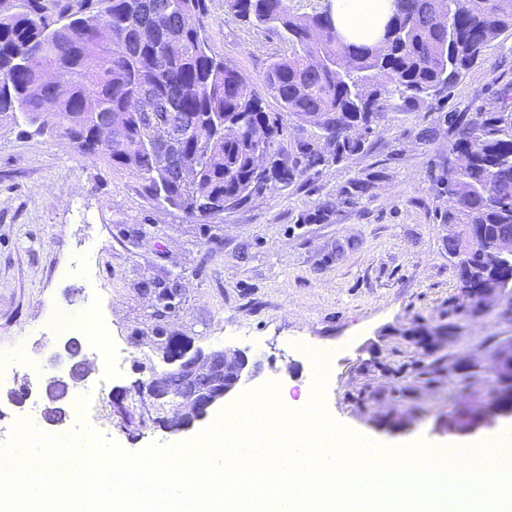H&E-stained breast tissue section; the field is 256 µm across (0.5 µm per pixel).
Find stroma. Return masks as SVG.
<instances>
[{
	"label": "stroma",
	"instance_id": "35a3bbf8",
	"mask_svg": "<svg viewBox=\"0 0 512 512\" xmlns=\"http://www.w3.org/2000/svg\"><path fill=\"white\" fill-rule=\"evenodd\" d=\"M213 50L260 82L271 32L240 22L210 0ZM512 86V36L490 43L473 70L418 112L390 109L365 153L324 168L201 224L147 201L127 174L91 163L66 138L0 120V358L13 362L28 402L0 393V448L15 428L52 438L90 424L129 453L194 439L207 421L170 433L135 383L167 371L163 347L246 351L262 364L242 391L266 383L299 394L313 379L299 344L333 351L325 406L344 426L389 445L416 435L467 442L505 417L494 393L495 345L512 339V299L461 312L448 259V169L452 112H492ZM370 191L345 201L348 181ZM330 204L328 218L300 216ZM102 308L105 344L123 348L117 373L99 370L71 387L62 423L46 420L48 377L66 376L55 356L68 341L54 315ZM471 368L459 385L455 365ZM89 398L87 414L78 404Z\"/></svg>",
	"mask_w": 512,
	"mask_h": 512
}]
</instances>
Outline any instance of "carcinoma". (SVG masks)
<instances>
[{"instance_id": "obj_1", "label": "carcinoma", "mask_w": 512, "mask_h": 512, "mask_svg": "<svg viewBox=\"0 0 512 512\" xmlns=\"http://www.w3.org/2000/svg\"><path fill=\"white\" fill-rule=\"evenodd\" d=\"M208 2L0 0V117L38 134L63 133L92 162L130 175L146 199L199 223L364 153L366 137L356 130L376 133L395 106L422 109L471 71L491 42L512 34V0H395L389 37L376 53L336 37L332 0L311 13L292 12L288 0H225L240 20L288 42L289 54L266 67V91L282 108L268 112L251 80L209 45ZM88 19L111 26L108 45L89 44ZM171 44L180 51L170 57ZM48 69L69 84L67 96L56 97L43 80ZM141 92L187 120L179 136L130 106ZM285 113L305 137L285 143ZM450 123L464 161L439 178L452 201L441 216L455 229L448 256H458L459 289L501 290L507 268L486 245L512 242V87L480 124L461 113ZM102 124L114 129L105 143L96 138ZM256 126L269 131L262 183L253 165ZM161 149L170 153L162 170L153 160Z\"/></svg>"}]
</instances>
